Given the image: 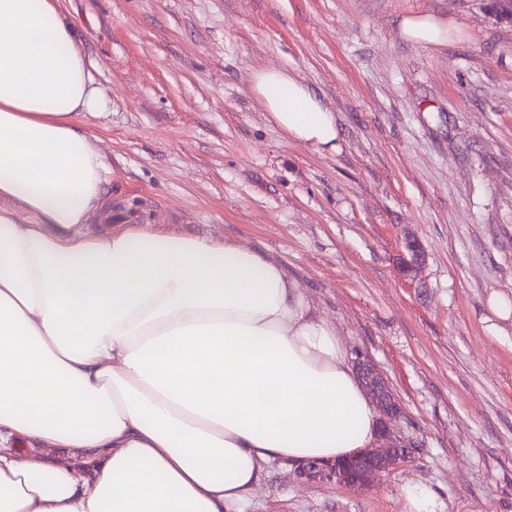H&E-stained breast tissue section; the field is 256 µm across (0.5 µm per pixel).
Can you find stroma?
<instances>
[{
    "instance_id": "stroma-1",
    "label": "stroma",
    "mask_w": 512,
    "mask_h": 512,
    "mask_svg": "<svg viewBox=\"0 0 512 512\" xmlns=\"http://www.w3.org/2000/svg\"><path fill=\"white\" fill-rule=\"evenodd\" d=\"M108 99L85 126L108 223L217 237L279 262L401 406L409 459L365 489L273 464L243 512H512V21L487 0H62ZM451 24L447 42L401 18ZM288 70L340 150L288 137L253 76ZM426 261L404 277L403 239ZM401 34L407 40L420 44H441V25L432 16L404 18L400 21ZM404 497L410 511L436 512V495L425 485H409L404 488Z\"/></svg>"
}]
</instances>
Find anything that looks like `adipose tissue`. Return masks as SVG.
I'll list each match as a JSON object with an SVG mask.
<instances>
[{
  "label": "adipose tissue",
  "instance_id": "1",
  "mask_svg": "<svg viewBox=\"0 0 512 512\" xmlns=\"http://www.w3.org/2000/svg\"><path fill=\"white\" fill-rule=\"evenodd\" d=\"M274 123L340 149L334 112L270 68ZM60 0H0V512H239L271 462L336 461L379 423L334 328L263 252L106 218L103 112ZM92 448L91 474L19 443Z\"/></svg>",
  "mask_w": 512,
  "mask_h": 512
}]
</instances>
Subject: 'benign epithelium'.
I'll use <instances>...</instances> for the list:
<instances>
[{
  "label": "benign epithelium",
  "instance_id": "obj_1",
  "mask_svg": "<svg viewBox=\"0 0 512 512\" xmlns=\"http://www.w3.org/2000/svg\"><path fill=\"white\" fill-rule=\"evenodd\" d=\"M401 270L405 276L411 275L422 267L425 252L420 242L412 237H405ZM357 373L372 402L382 412L377 443L372 448L360 450L354 457L341 462L321 466V475L340 484L355 488L369 486L381 473L403 462L408 449L415 447V442L397 438L391 431V419L400 413V404L384 377L374 365L364 359L356 362Z\"/></svg>",
  "mask_w": 512,
  "mask_h": 512
}]
</instances>
